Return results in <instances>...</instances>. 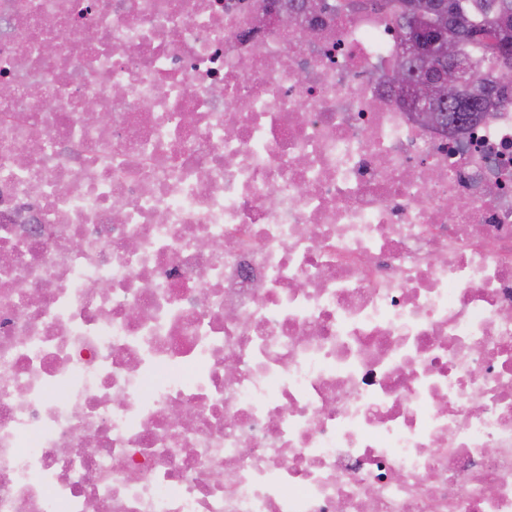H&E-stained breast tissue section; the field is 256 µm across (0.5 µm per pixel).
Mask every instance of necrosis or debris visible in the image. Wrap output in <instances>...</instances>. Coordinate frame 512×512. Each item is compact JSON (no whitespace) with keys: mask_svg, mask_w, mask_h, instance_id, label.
Returning a JSON list of instances; mask_svg holds the SVG:
<instances>
[{"mask_svg":"<svg viewBox=\"0 0 512 512\" xmlns=\"http://www.w3.org/2000/svg\"><path fill=\"white\" fill-rule=\"evenodd\" d=\"M326 2L0 0V512H512V102ZM413 0H369L371 5L377 9L393 10L394 23L398 27V47L397 61L392 70V86L397 93L399 100L407 107L419 106L421 110L425 102V94L428 90V85L423 80L409 83L407 80L415 81L424 74H437L440 72L444 65V60L438 55L421 56L416 51L410 52L406 42V30L411 33L418 31L421 22V15L415 7L416 2L409 5L407 27H404L405 12L407 3ZM391 2H397L391 4ZM397 70V71H396ZM403 70V71H402ZM396 71V73H394ZM407 76H406V74Z\"/></svg>","mask_w":512,"mask_h":512,"instance_id":"1","label":"necrosis or debris"}]
</instances>
